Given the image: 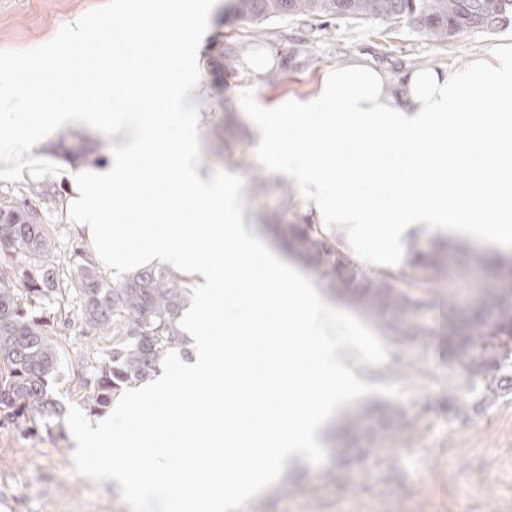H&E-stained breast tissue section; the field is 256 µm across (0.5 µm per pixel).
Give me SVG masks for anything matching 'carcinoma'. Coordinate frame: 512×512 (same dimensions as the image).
Here are the masks:
<instances>
[{"instance_id": "obj_1", "label": "carcinoma", "mask_w": 512, "mask_h": 512, "mask_svg": "<svg viewBox=\"0 0 512 512\" xmlns=\"http://www.w3.org/2000/svg\"><path fill=\"white\" fill-rule=\"evenodd\" d=\"M232 11L242 21L320 16L364 19L402 25L444 42L471 32H494L512 22V0H232ZM29 192L41 199L40 207L6 201L0 205V247L21 256V264L0 263V417L26 426L41 422L45 428L62 425L64 411L52 398L51 381L59 367V350L48 336L38 312L45 301L72 296L91 334L112 330V348L99 369L86 379L88 408L98 414L109 408L112 397L128 385L149 379L186 338L180 317L188 302L182 279L165 269H147L112 286L84 250H72L68 262L55 254L49 225L42 223L41 208L56 204L46 189ZM279 235L291 243L306 270L319 282L347 298L366 316L393 332L427 345L435 329L418 318L425 300L432 255L420 250L417 236L409 242V271L400 277L367 269L357 257L355 277L336 274L333 249H348L339 234L322 224H279ZM481 275L480 303L506 314L501 324L484 321L481 312L459 314L448 306L445 323L448 359L465 365L469 373L493 390L495 378L487 366L505 359L502 350L512 342V267L486 257L455 252L448 276L463 279ZM475 348L483 358H469Z\"/></svg>"}]
</instances>
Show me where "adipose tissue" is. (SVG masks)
I'll use <instances>...</instances> for the list:
<instances>
[{
	"label": "adipose tissue",
	"instance_id": "adipose-tissue-1",
	"mask_svg": "<svg viewBox=\"0 0 512 512\" xmlns=\"http://www.w3.org/2000/svg\"><path fill=\"white\" fill-rule=\"evenodd\" d=\"M212 8L105 0L102 22L146 18L128 61L109 60L74 14L24 55L37 107L0 112L1 183L61 182L57 217L100 270L121 280L164 268L192 292L189 359L120 392L75 437L96 475L150 512H238L362 390L347 356L363 348L361 330L264 245L239 186L200 162L209 89L196 44ZM254 126L270 165L372 253L416 227L512 247V44L395 80L350 63L322 77L311 103L266 109ZM100 131L101 152L55 147Z\"/></svg>",
	"mask_w": 512,
	"mask_h": 512
}]
</instances>
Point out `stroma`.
<instances>
[{
  "instance_id": "35a3bbf8",
  "label": "stroma",
  "mask_w": 512,
  "mask_h": 512,
  "mask_svg": "<svg viewBox=\"0 0 512 512\" xmlns=\"http://www.w3.org/2000/svg\"><path fill=\"white\" fill-rule=\"evenodd\" d=\"M104 0H0V65L28 72L23 57L70 14L97 17ZM231 0H215L201 46L202 76L223 83L211 96L204 164L237 179L242 206L256 234L280 248L274 226L322 218L302 190L273 171L253 136V114L285 101H306L323 74L366 59L398 76L410 67L440 71L488 58L512 42V25L437 42L405 27L367 18L238 20ZM265 66H256V59ZM293 206H286V199ZM423 318L440 321L449 303L465 306L476 281L459 284L445 270L431 273ZM323 298L348 323L362 327L370 352L357 370L366 390L331 416L324 439L304 461L253 497L242 512H512V384L483 393L480 379L442 360L433 346L392 335L330 288ZM43 316L61 352L52 383L66 410L62 426L23 435L0 424V512H145L112 483L96 478L76 449L75 429L90 418L83 385L111 336L82 329L76 301L47 305ZM404 419L390 426L384 406ZM371 412L373 428L342 431L347 416Z\"/></svg>"
}]
</instances>
